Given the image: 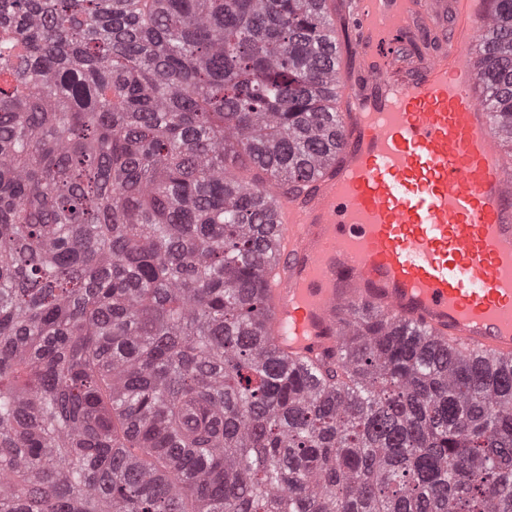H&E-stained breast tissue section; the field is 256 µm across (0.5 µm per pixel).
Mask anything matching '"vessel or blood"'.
<instances>
[{
	"label": "vessel or blood",
	"instance_id": "b4317fda",
	"mask_svg": "<svg viewBox=\"0 0 512 512\" xmlns=\"http://www.w3.org/2000/svg\"><path fill=\"white\" fill-rule=\"evenodd\" d=\"M359 81L338 86L341 140L310 192H278L267 333L291 356L336 353L361 309L512 356V154L492 131L476 50L488 0H355ZM436 47L413 62L407 43Z\"/></svg>",
	"mask_w": 512,
	"mask_h": 512
}]
</instances>
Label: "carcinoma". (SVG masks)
<instances>
[{
	"instance_id": "obj_1",
	"label": "carcinoma",
	"mask_w": 512,
	"mask_h": 512,
	"mask_svg": "<svg viewBox=\"0 0 512 512\" xmlns=\"http://www.w3.org/2000/svg\"><path fill=\"white\" fill-rule=\"evenodd\" d=\"M323 2L0 0V512H512L511 360L367 312L267 343L273 189L336 156Z\"/></svg>"
}]
</instances>
